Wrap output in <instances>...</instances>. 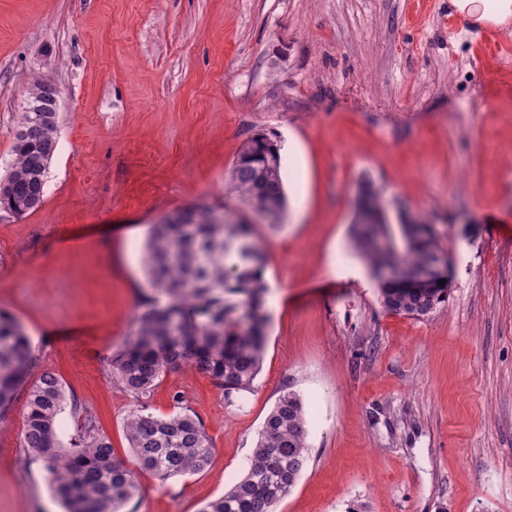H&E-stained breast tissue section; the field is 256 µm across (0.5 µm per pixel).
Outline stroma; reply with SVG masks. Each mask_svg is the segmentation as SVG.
<instances>
[{
    "label": "stroma",
    "instance_id": "1",
    "mask_svg": "<svg viewBox=\"0 0 512 512\" xmlns=\"http://www.w3.org/2000/svg\"><path fill=\"white\" fill-rule=\"evenodd\" d=\"M449 0H0V178L34 76L59 90L44 200L0 210V309L126 464L137 404L109 365L151 290L152 224L238 208L242 145L280 149L287 210L260 224L270 315L261 371L227 402L169 372L203 422L208 468L138 472L131 512H200L245 473L283 390L310 412L309 462L274 512H512V31L442 18ZM391 223L422 215L451 266L429 318L385 311L350 222L362 181ZM27 391L0 425V512H63L20 448Z\"/></svg>",
    "mask_w": 512,
    "mask_h": 512
}]
</instances>
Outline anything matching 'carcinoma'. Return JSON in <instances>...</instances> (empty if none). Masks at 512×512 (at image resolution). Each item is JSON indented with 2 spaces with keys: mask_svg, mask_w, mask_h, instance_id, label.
<instances>
[{
  "mask_svg": "<svg viewBox=\"0 0 512 512\" xmlns=\"http://www.w3.org/2000/svg\"><path fill=\"white\" fill-rule=\"evenodd\" d=\"M28 132L15 131L14 161L0 188V207L16 215L38 209L57 149L58 114L23 112ZM279 148L257 134L241 147L231 180L239 202L264 223H281L286 196ZM355 202L351 243L369 269L391 265L424 273L446 262L433 227L403 218L399 238L380 193L365 181ZM143 263L156 297L135 316L123 348L112 359V377L137 398L150 396L168 372L184 367L208 374L231 400L253 390L262 366L269 315L265 310L267 257L255 225L230 219L203 203L152 225ZM437 275L422 293L404 281L378 282L388 312L423 320L448 299ZM35 360L23 325L0 311V421L18 388H27L21 447L42 462L66 512H123L138 492L134 472L119 459L96 418L67 395L56 374H33ZM168 415L131 411L125 437L136 465L161 483L204 471L213 443L199 417L182 406ZM81 417L77 438L62 440L65 408ZM309 410L295 392L279 395L258 433L247 471L201 512H273L296 486L309 460Z\"/></svg>",
  "mask_w": 512,
  "mask_h": 512,
  "instance_id": "cac0c4a2",
  "label": "carcinoma"
}]
</instances>
